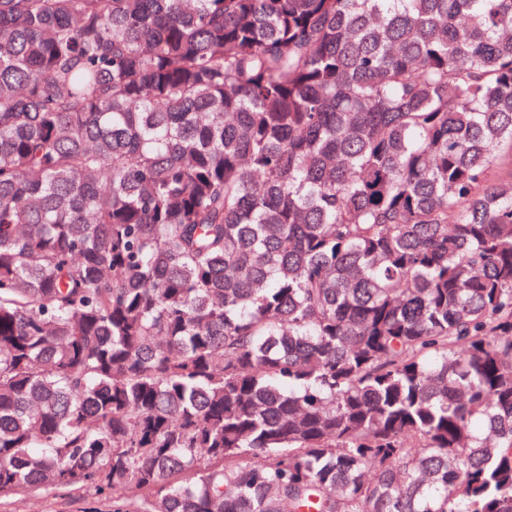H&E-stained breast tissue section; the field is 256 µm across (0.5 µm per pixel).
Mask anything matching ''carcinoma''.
Here are the masks:
<instances>
[{
	"mask_svg": "<svg viewBox=\"0 0 512 512\" xmlns=\"http://www.w3.org/2000/svg\"><path fill=\"white\" fill-rule=\"evenodd\" d=\"M64 483L512 512V0H0V495Z\"/></svg>",
	"mask_w": 512,
	"mask_h": 512,
	"instance_id": "carcinoma-1",
	"label": "carcinoma"
}]
</instances>
